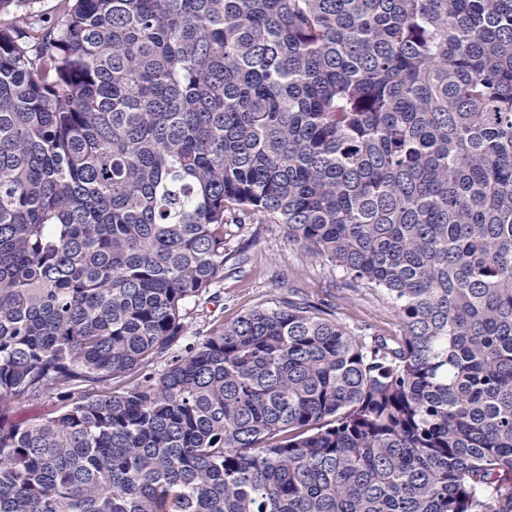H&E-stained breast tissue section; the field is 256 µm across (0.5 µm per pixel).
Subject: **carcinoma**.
I'll return each instance as SVG.
<instances>
[{"label":"carcinoma","mask_w":512,"mask_h":512,"mask_svg":"<svg viewBox=\"0 0 512 512\" xmlns=\"http://www.w3.org/2000/svg\"><path fill=\"white\" fill-rule=\"evenodd\" d=\"M37 2L0 0V512H512V0ZM257 216L402 335L299 299L185 341Z\"/></svg>","instance_id":"carcinoma-1"}]
</instances>
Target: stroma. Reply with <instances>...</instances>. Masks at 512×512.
I'll use <instances>...</instances> for the list:
<instances>
[{"instance_id": "1", "label": "stroma", "mask_w": 512, "mask_h": 512, "mask_svg": "<svg viewBox=\"0 0 512 512\" xmlns=\"http://www.w3.org/2000/svg\"><path fill=\"white\" fill-rule=\"evenodd\" d=\"M230 247L236 262L225 266L223 280L195 305L188 337L209 335L250 309L296 295L322 304L356 332L400 335L399 319L384 291L354 284L329 262L309 256L288 241L282 225H245Z\"/></svg>"}]
</instances>
